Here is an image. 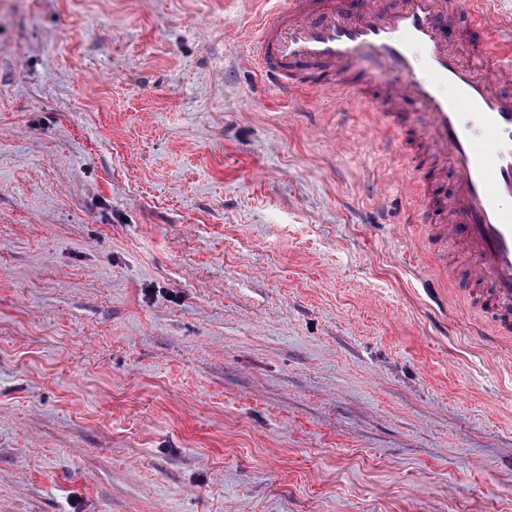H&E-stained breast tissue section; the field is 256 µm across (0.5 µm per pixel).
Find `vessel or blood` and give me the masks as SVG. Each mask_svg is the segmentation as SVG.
<instances>
[{
	"label": "vessel or blood",
	"mask_w": 512,
	"mask_h": 512,
	"mask_svg": "<svg viewBox=\"0 0 512 512\" xmlns=\"http://www.w3.org/2000/svg\"><path fill=\"white\" fill-rule=\"evenodd\" d=\"M499 0H275L256 59L285 95L357 91L350 77L369 59L385 65L382 109L415 108L417 166L451 174L438 223L425 204L439 268L468 303L512 334V16Z\"/></svg>",
	"instance_id": "vessel-or-blood-1"
}]
</instances>
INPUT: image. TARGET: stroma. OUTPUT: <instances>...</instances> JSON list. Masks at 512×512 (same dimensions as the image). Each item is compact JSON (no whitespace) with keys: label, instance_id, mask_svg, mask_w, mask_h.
I'll list each match as a JSON object with an SVG mask.
<instances>
[{"label":"stroma","instance_id":"1","mask_svg":"<svg viewBox=\"0 0 512 512\" xmlns=\"http://www.w3.org/2000/svg\"><path fill=\"white\" fill-rule=\"evenodd\" d=\"M270 7L0 0V512H512L416 118L281 95Z\"/></svg>","mask_w":512,"mask_h":512}]
</instances>
